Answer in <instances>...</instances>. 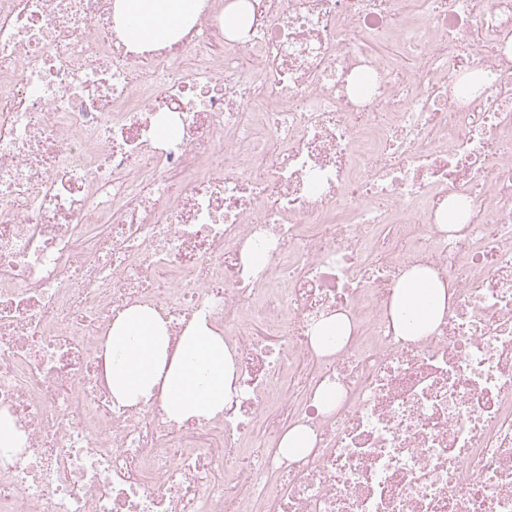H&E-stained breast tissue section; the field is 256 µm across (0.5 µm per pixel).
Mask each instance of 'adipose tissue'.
Returning <instances> with one entry per match:
<instances>
[{
    "label": "adipose tissue",
    "mask_w": 512,
    "mask_h": 512,
    "mask_svg": "<svg viewBox=\"0 0 512 512\" xmlns=\"http://www.w3.org/2000/svg\"><path fill=\"white\" fill-rule=\"evenodd\" d=\"M194 0H115L124 39L132 44L167 40L187 25ZM451 295L429 269L406 272L394 294V328L415 339L434 332ZM106 377L113 399L133 405L161 391L170 420L211 418L232 398L233 361L222 333L199 317L170 350L167 328L150 309L133 307L113 323L106 341Z\"/></svg>",
    "instance_id": "ef3b65f1"
}]
</instances>
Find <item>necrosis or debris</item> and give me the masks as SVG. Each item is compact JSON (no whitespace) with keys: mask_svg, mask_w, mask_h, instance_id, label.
<instances>
[{"mask_svg":"<svg viewBox=\"0 0 512 512\" xmlns=\"http://www.w3.org/2000/svg\"><path fill=\"white\" fill-rule=\"evenodd\" d=\"M114 2L0 0V512H512V0H243L232 33L199 0L141 45ZM413 267L453 295L407 340ZM135 306L173 350L223 332L222 414L113 400ZM311 332L313 347L318 352H333V350L331 351L325 346L328 337L334 336L336 340V336H348L349 327L346 318L342 314H335L315 321L311 325ZM24 443L23 433L14 427L7 413L0 412V454H10L16 448H23ZM315 436L304 426H294L284 434L279 452L284 457H297L314 448Z\"/></svg>","mask_w":512,"mask_h":512,"instance_id":"4bbe7bcc","label":"necrosis or debris"}]
</instances>
